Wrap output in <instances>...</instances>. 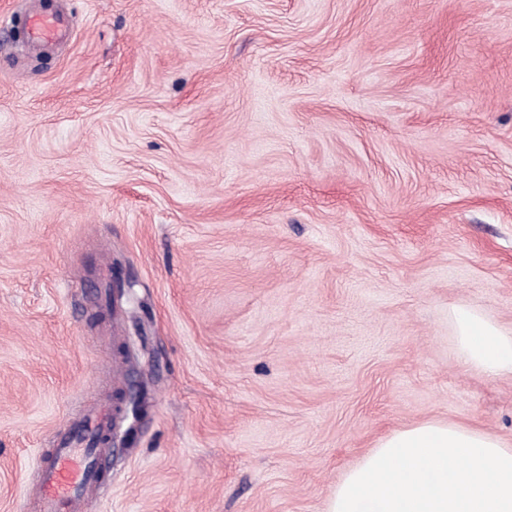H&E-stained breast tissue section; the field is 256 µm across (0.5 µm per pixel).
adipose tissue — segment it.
Masks as SVG:
<instances>
[{
  "label": "adipose tissue",
  "instance_id": "ef3b65f1",
  "mask_svg": "<svg viewBox=\"0 0 512 512\" xmlns=\"http://www.w3.org/2000/svg\"><path fill=\"white\" fill-rule=\"evenodd\" d=\"M451 319L463 366L512 375V331L476 307ZM326 512H512V447L460 423L396 430L337 484Z\"/></svg>",
  "mask_w": 512,
  "mask_h": 512
}]
</instances>
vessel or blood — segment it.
<instances>
[{
    "mask_svg": "<svg viewBox=\"0 0 512 512\" xmlns=\"http://www.w3.org/2000/svg\"><path fill=\"white\" fill-rule=\"evenodd\" d=\"M61 33L57 20L35 16L29 21L28 39L32 44L55 39ZM38 480L39 512H83L88 498L103 489L93 451L88 447L53 449L38 471Z\"/></svg>",
    "mask_w": 512,
    "mask_h": 512,
    "instance_id": "b4317fda",
    "label": "vessel or blood"
}]
</instances>
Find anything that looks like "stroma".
I'll return each instance as SVG.
<instances>
[{"mask_svg": "<svg viewBox=\"0 0 512 512\" xmlns=\"http://www.w3.org/2000/svg\"><path fill=\"white\" fill-rule=\"evenodd\" d=\"M455 306L512 329V0H0V512L128 389L88 512H324L423 421L512 446ZM28 39L32 44H42L62 34L60 22L34 16L29 20Z\"/></svg>", "mask_w": 512, "mask_h": 512, "instance_id": "obj_1", "label": "stroma"}]
</instances>
